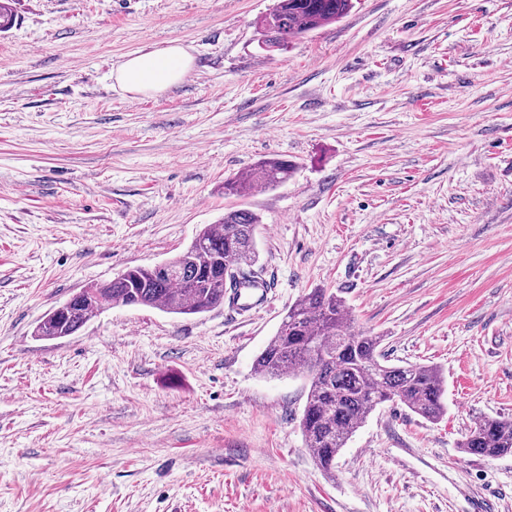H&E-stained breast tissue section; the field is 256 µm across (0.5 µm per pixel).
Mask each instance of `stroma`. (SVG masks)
<instances>
[{"label": "stroma", "instance_id": "1", "mask_svg": "<svg viewBox=\"0 0 512 512\" xmlns=\"http://www.w3.org/2000/svg\"><path fill=\"white\" fill-rule=\"evenodd\" d=\"M275 0H18L0 39V512H512V0H356L272 53ZM177 40L185 81L135 97L129 54ZM292 161L243 197L227 177ZM256 213L260 308H112L36 324L82 288ZM313 288L393 363L446 378L443 419L379 405L324 476L303 378L254 362ZM457 448L462 454L487 458L512 453V417L476 420Z\"/></svg>", "mask_w": 512, "mask_h": 512}]
</instances>
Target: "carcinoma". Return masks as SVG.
<instances>
[{
	"instance_id": "carcinoma-1",
	"label": "carcinoma",
	"mask_w": 512,
	"mask_h": 512,
	"mask_svg": "<svg viewBox=\"0 0 512 512\" xmlns=\"http://www.w3.org/2000/svg\"><path fill=\"white\" fill-rule=\"evenodd\" d=\"M353 0H277L259 22L260 47L278 51L343 18ZM294 164L283 158L261 160L247 174L224 181V194L241 196L281 185ZM259 217L229 210L217 224L204 226L177 257L155 267H132L107 284L92 285L48 313L34 329L43 339L79 331L92 317L114 306H144L195 315L224 304L228 287L252 283L242 267L256 262ZM380 337L361 329L345 300L326 288H313L288 308L278 331L255 361L263 376L290 372L308 381L300 429L317 466L325 473L355 431L382 403L400 404L431 421L448 412L445 380L435 367L395 365L379 350ZM460 452L495 458L512 453V417L476 420L458 443Z\"/></svg>"
}]
</instances>
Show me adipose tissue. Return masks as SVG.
<instances>
[{
	"instance_id": "adipose-tissue-1",
	"label": "adipose tissue",
	"mask_w": 512,
	"mask_h": 512,
	"mask_svg": "<svg viewBox=\"0 0 512 512\" xmlns=\"http://www.w3.org/2000/svg\"><path fill=\"white\" fill-rule=\"evenodd\" d=\"M194 66L192 55L180 43L130 54L112 73L115 83L134 94L157 95L181 83Z\"/></svg>"
}]
</instances>
